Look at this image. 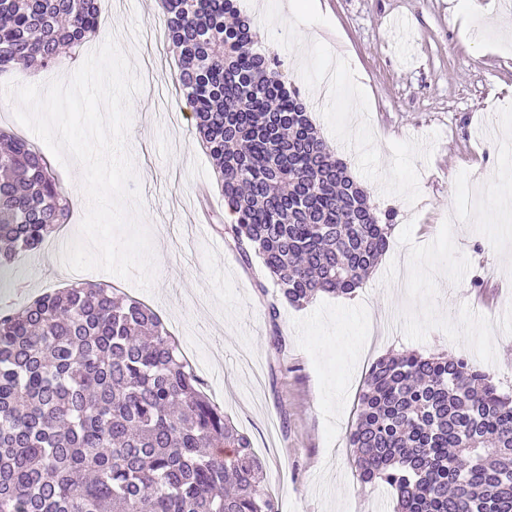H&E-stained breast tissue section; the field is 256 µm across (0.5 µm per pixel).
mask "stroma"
Masks as SVG:
<instances>
[{
	"label": "stroma",
	"instance_id": "1",
	"mask_svg": "<svg viewBox=\"0 0 512 512\" xmlns=\"http://www.w3.org/2000/svg\"><path fill=\"white\" fill-rule=\"evenodd\" d=\"M319 0L318 11L287 0H240L258 28V46L275 51L331 149L379 208L397 216L389 248L353 300L322 294L296 308L268 306L274 286L259 288L261 261L243 265L225 245L218 174L180 93L178 56L162 36L160 0H101L99 28L74 55L42 71L41 82L69 79L89 52L115 39L143 83L131 102L128 149L138 176L144 221L160 252L151 290L103 271L73 272L58 261L86 213L81 169L51 159L74 200L65 233L15 262L0 306L16 309L74 282H107L162 318L206 394L246 433L264 463L279 512H392L384 486L361 487L347 433L364 374L379 356L415 350L474 358L439 329L406 338L401 314L409 249L399 235L431 242L453 221L457 249L471 267L459 284L439 278L437 306L457 319L462 306L492 320L512 307V274L489 239L455 220L454 182L468 171L473 189L494 174L498 111L512 103V31L495 24L512 0ZM351 58L332 71L337 45ZM364 112L354 113L353 86ZM281 347H273V338Z\"/></svg>",
	"mask_w": 512,
	"mask_h": 512
}]
</instances>
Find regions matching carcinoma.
I'll use <instances>...</instances> for the list:
<instances>
[{
	"mask_svg": "<svg viewBox=\"0 0 512 512\" xmlns=\"http://www.w3.org/2000/svg\"><path fill=\"white\" fill-rule=\"evenodd\" d=\"M177 83L234 221L300 307L348 295L389 247L379 212L286 86L237 0H161ZM98 0H0V71L49 69L96 32ZM44 155L0 129V288L16 258L69 223ZM363 486L393 512H512V398L466 357L372 362L347 436ZM0 512H279L250 438L224 418L160 316L76 282L0 313Z\"/></svg>",
	"mask_w": 512,
	"mask_h": 512,
	"instance_id": "1",
	"label": "carcinoma"
}]
</instances>
